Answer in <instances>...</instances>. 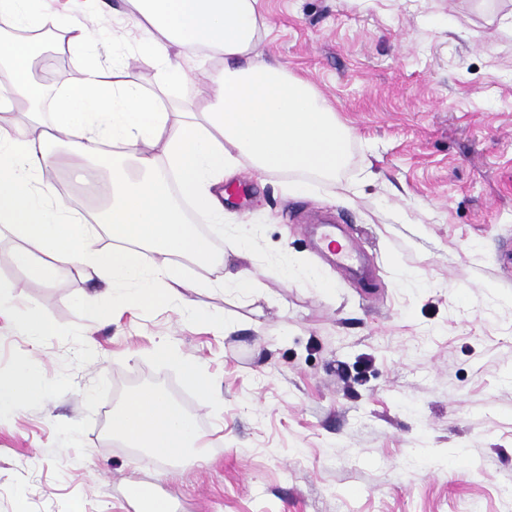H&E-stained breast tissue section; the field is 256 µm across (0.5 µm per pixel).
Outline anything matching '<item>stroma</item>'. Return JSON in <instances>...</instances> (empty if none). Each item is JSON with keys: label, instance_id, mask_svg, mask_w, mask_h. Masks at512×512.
<instances>
[{"label": "stroma", "instance_id": "obj_1", "mask_svg": "<svg viewBox=\"0 0 512 512\" xmlns=\"http://www.w3.org/2000/svg\"><path fill=\"white\" fill-rule=\"evenodd\" d=\"M260 12L258 52L335 108L348 166L304 197L282 190L298 173L241 168L224 181L223 231L205 235L220 244L249 225L253 287H219L233 255L180 258L182 300L109 322L86 266L44 281L13 265L22 239L0 233V374L24 362L42 388L0 419V512H139L132 484L171 512H512V0H260ZM57 49L33 64L43 86L81 64ZM41 178L95 221L86 173ZM327 215L362 276L318 244ZM29 310L55 335L12 321ZM161 339L175 360L152 356ZM186 362L213 393L186 384ZM147 387L194 419L202 446L186 460L151 461L108 432V409ZM25 329L35 338H44L53 335L54 324L49 317L33 310L25 314Z\"/></svg>", "mask_w": 512, "mask_h": 512}]
</instances>
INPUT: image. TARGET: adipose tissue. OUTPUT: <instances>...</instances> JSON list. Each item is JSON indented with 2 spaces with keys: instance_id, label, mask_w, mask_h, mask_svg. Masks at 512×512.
<instances>
[{
  "instance_id": "ef3b65f1",
  "label": "adipose tissue",
  "mask_w": 512,
  "mask_h": 512,
  "mask_svg": "<svg viewBox=\"0 0 512 512\" xmlns=\"http://www.w3.org/2000/svg\"><path fill=\"white\" fill-rule=\"evenodd\" d=\"M80 2L0 0V32L11 35L0 46L8 81L0 111L20 104L29 114L0 125V228L25 242L13 257L17 267L49 280L59 267L81 263L111 285L113 308H153L177 296L173 258L212 260L209 240L185 220L181 202L223 226L221 185L241 162L259 177L302 171L332 179L348 163L349 134L306 80L256 52L264 26L258 0H128L140 32L136 49L156 69L154 92L124 66L103 64ZM58 30L84 61L78 78L51 92L31 77L34 35ZM203 49L220 56L221 69L196 64ZM190 75L203 95L175 110L163 95ZM46 99L53 105L48 133L36 118ZM108 142L115 152L98 222L114 244L104 250L94 226L73 217L40 175L93 165ZM112 426L161 463L200 442L194 420L154 389L129 394Z\"/></svg>"
}]
</instances>
